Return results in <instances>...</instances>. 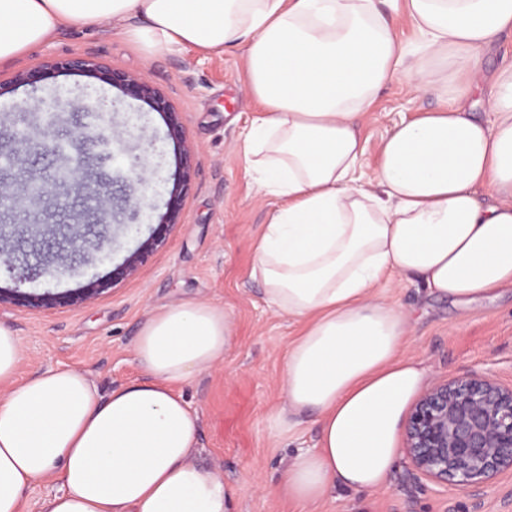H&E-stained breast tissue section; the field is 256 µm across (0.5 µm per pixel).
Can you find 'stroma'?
<instances>
[{
	"label": "stroma",
	"mask_w": 512,
	"mask_h": 512,
	"mask_svg": "<svg viewBox=\"0 0 512 512\" xmlns=\"http://www.w3.org/2000/svg\"><path fill=\"white\" fill-rule=\"evenodd\" d=\"M84 55L107 68L137 74L165 92L182 117L187 144L195 149L191 181L182 218L167 245L135 278L91 303L58 311L0 308V324L21 340L18 374L68 366L85 371L101 392H109L139 378L133 342L152 309L189 300L219 304L232 316L236 344L223 365L178 387L199 419L195 461L234 489L236 512H301L270 491L290 456L315 445L318 426L310 419L287 435L273 430V414L283 402L281 373L298 327L266 304L260 282L251 277L253 243L277 201L256 195L241 155L240 133L257 110L245 93L241 53L205 55L185 49L150 57L104 23L63 30L23 56L1 61L0 81H9L21 69ZM85 93L112 101L115 123L133 120L139 147H154L147 165L174 184L180 149L166 136L163 114L122 95L104 75L81 71L61 72L0 96V183L19 187L25 172L53 182L61 166L58 157L36 143L16 142L15 133L45 125L44 109L55 97ZM437 105L431 97L409 99L403 81L388 84L378 96L376 116L364 126L365 173L374 170L377 145L394 122ZM95 209L94 200L62 188L24 211L0 204V231L15 249L12 265H0V286L72 292L89 278L108 275L138 247L141 233L113 225L109 257L91 251L75 272L54 279L38 273L55 253L34 236L32 225H48L62 236L69 226L95 223ZM381 286L389 303L412 315L402 351L426 367V384L469 374L512 384V288L462 312L450 301L424 298L415 284L395 276ZM407 469V462L399 461L384 489L337 494L317 512H512L510 471L473 496L454 485L414 483Z\"/></svg>",
	"instance_id": "1"
}]
</instances>
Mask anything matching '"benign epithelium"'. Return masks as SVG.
<instances>
[{
	"label": "benign epithelium",
	"instance_id": "benign-epithelium-1",
	"mask_svg": "<svg viewBox=\"0 0 512 512\" xmlns=\"http://www.w3.org/2000/svg\"><path fill=\"white\" fill-rule=\"evenodd\" d=\"M98 71L91 58L74 57L56 60L39 70L20 71L12 78L16 85L33 84L55 71ZM105 78L123 94L149 103L166 117L168 136L175 142L184 140L180 113L172 107L167 96L141 77L123 71L105 73ZM124 142L121 134L112 130V120L93 127L77 125L71 131L70 145L76 157L63 158L64 176L54 187H65L80 196H94L99 201L98 223L86 231L76 230L69 238V255L55 264L43 268L51 276L63 275L72 268L71 261L85 254L88 235L96 239L101 250L112 245V217L115 216L116 179L93 176L84 166V155L90 146H105L98 155L101 163L126 160L133 178H122L125 207L121 214L128 223L138 220L151 206L153 185L160 182L157 172L145 175L147 168L141 157L123 145L117 151L110 149L112 142ZM194 149L184 148L182 175L169 192L167 211L157 228L112 269L107 278L89 280L79 293L42 294L22 293L17 289L0 287V306L28 311H47L73 307L92 301L108 293L118 284L136 277L144 263L167 241L170 230L179 223L183 213L185 190L189 182ZM18 191L0 184V199L12 206L27 209L51 193V187L28 174L22 179ZM403 453L415 477H424L438 484L451 483L468 492L480 494L485 484L504 471L512 470V385L506 386L482 375L471 374L446 379L429 387L410 407L405 419Z\"/></svg>",
	"mask_w": 512,
	"mask_h": 512
}]
</instances>
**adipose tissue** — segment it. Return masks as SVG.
<instances>
[{"mask_svg": "<svg viewBox=\"0 0 512 512\" xmlns=\"http://www.w3.org/2000/svg\"><path fill=\"white\" fill-rule=\"evenodd\" d=\"M403 9L420 35L411 48L376 0H0V60L105 22L150 55L241 50L259 107L243 156L258 193L278 201L251 275L302 325L274 424L288 432L312 415L320 427L274 492L305 512L387 484L425 382L401 351L409 316L378 295L381 281L397 275L463 306L512 286V63L482 75L512 32V0ZM396 80L440 106L394 123L368 177L365 117ZM233 346L222 306L159 308L134 341L141 378L104 396L70 367L17 380L21 341L0 324V512H24L41 481L60 486L43 512H233V489L194 461L198 418L175 390Z\"/></svg>", "mask_w": 512, "mask_h": 512, "instance_id": "adipose-tissue-1", "label": "adipose tissue"}]
</instances>
